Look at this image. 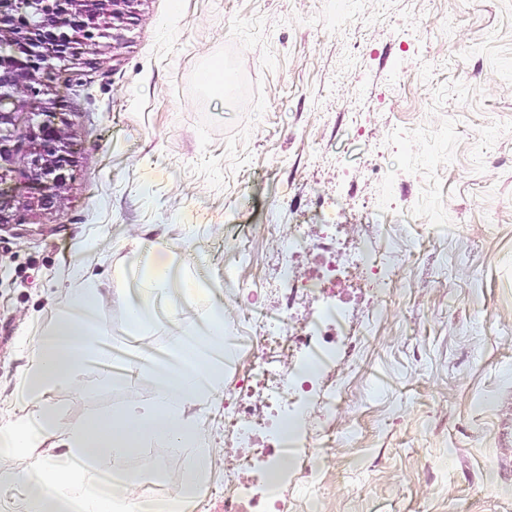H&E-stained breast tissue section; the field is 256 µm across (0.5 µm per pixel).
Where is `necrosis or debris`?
<instances>
[{
  "label": "necrosis or debris",
  "instance_id": "obj_1",
  "mask_svg": "<svg viewBox=\"0 0 512 512\" xmlns=\"http://www.w3.org/2000/svg\"><path fill=\"white\" fill-rule=\"evenodd\" d=\"M342 227H320L325 253L314 278L300 276L295 267L279 263L266 287H252L237 281L234 301L242 309L264 304L266 298L279 302L277 324H259L251 338L256 360L247 375L234 384L232 399L224 403V448L233 451L224 464V509L238 512L242 497L241 476L254 465L249 450L259 436L278 438L283 422L305 430L309 439L322 441L328 435V418L336 411V372L350 370V356L367 331L366 322H321L296 318L297 304L314 301L317 285L340 286L342 270L333 252V243ZM378 225H369L361 241L367 272L361 278L365 290L382 293L400 272L394 250H377Z\"/></svg>",
  "mask_w": 512,
  "mask_h": 512
}]
</instances>
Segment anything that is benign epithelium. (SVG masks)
I'll use <instances>...</instances> for the list:
<instances>
[{
  "label": "benign epithelium",
  "mask_w": 512,
  "mask_h": 512,
  "mask_svg": "<svg viewBox=\"0 0 512 512\" xmlns=\"http://www.w3.org/2000/svg\"><path fill=\"white\" fill-rule=\"evenodd\" d=\"M141 0H0V46L19 51L20 60L0 55V224L12 221L15 199L1 185L7 183L17 155L11 126L17 94H27L25 105L44 119L30 128L25 151L29 182L38 191L37 202L56 199L71 170L72 149L68 137L47 119L41 75L57 60L69 66L94 54L107 29L112 39H123L121 30L136 14Z\"/></svg>",
  "instance_id": "obj_1"
}]
</instances>
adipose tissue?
Instances as JSON below:
<instances>
[{
  "instance_id": "adipose-tissue-1",
  "label": "adipose tissue",
  "mask_w": 512,
  "mask_h": 512,
  "mask_svg": "<svg viewBox=\"0 0 512 512\" xmlns=\"http://www.w3.org/2000/svg\"><path fill=\"white\" fill-rule=\"evenodd\" d=\"M137 295L127 307L131 335H141L160 309H170L172 297L192 299L203 288L200 279L177 278L171 264L156 247L140 253L136 269ZM104 294L93 278H82L70 297V310L47 330L32 351L20 394L40 403L36 414L0 424V455L38 452L53 437H61L63 451L38 461L26 474L33 488L27 512H141L135 501L99 491L94 482L75 489L77 470L93 462L95 470L121 473L128 457L146 442L156 441L177 449H189L182 472V495L195 490L207 473V453L198 446V430L184 415L191 401L215 397L224 385V305L212 303L198 322L176 326L170 349L176 360L158 369L151 402L134 403L124 411L73 429H63L56 410L41 399L52 389L72 386L99 330L95 313Z\"/></svg>"
}]
</instances>
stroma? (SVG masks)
Here are the masks:
<instances>
[{"instance_id": "obj_1", "label": "stroma", "mask_w": 512, "mask_h": 512, "mask_svg": "<svg viewBox=\"0 0 512 512\" xmlns=\"http://www.w3.org/2000/svg\"><path fill=\"white\" fill-rule=\"evenodd\" d=\"M122 35L43 78L75 156L53 206L14 163L0 423L37 411L18 400L29 354L79 273L104 286L96 324L113 360L90 351L70 392L46 393L67 429L151 401L153 374L125 373L144 350L173 359L166 313L128 334L135 286L118 271L145 245L197 261L220 296L226 277L271 275L277 237L257 230L269 209L306 225L292 262L307 275L319 225L358 238L380 224L402 255L391 288L332 294L361 320L382 310L339 378L342 415L324 448H272L297 480L288 512H512V0H142ZM218 63L224 100L198 81ZM231 352L220 395L185 407L206 447L252 360L247 340ZM187 457L159 442L131 456L137 501L177 498ZM208 462L186 512H224V458ZM30 464L0 456V512H24Z\"/></svg>"}]
</instances>
